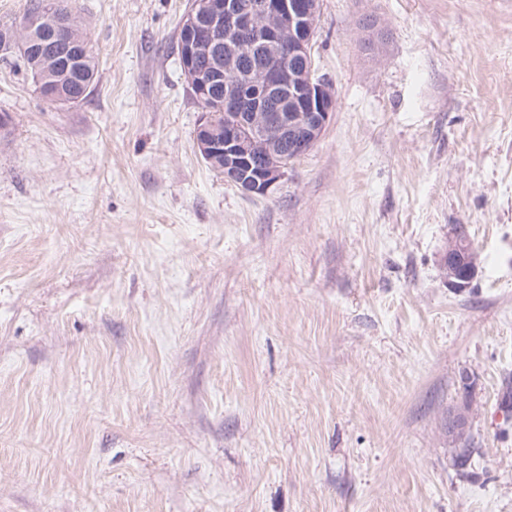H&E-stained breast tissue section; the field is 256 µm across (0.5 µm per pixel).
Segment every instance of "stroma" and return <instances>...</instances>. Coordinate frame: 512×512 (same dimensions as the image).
Segmentation results:
<instances>
[{"instance_id": "stroma-1", "label": "stroma", "mask_w": 512, "mask_h": 512, "mask_svg": "<svg viewBox=\"0 0 512 512\" xmlns=\"http://www.w3.org/2000/svg\"><path fill=\"white\" fill-rule=\"evenodd\" d=\"M68 5L85 101L0 63V512H512V0H322L267 197L197 153L190 0ZM468 255L470 253L462 249L452 237L442 257V270L448 283L457 288L467 286L478 274L479 266L476 259H469Z\"/></svg>"}]
</instances>
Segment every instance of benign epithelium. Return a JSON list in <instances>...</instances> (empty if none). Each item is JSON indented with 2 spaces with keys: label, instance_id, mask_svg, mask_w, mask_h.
I'll use <instances>...</instances> for the list:
<instances>
[{
  "label": "benign epithelium",
  "instance_id": "1",
  "mask_svg": "<svg viewBox=\"0 0 512 512\" xmlns=\"http://www.w3.org/2000/svg\"><path fill=\"white\" fill-rule=\"evenodd\" d=\"M320 12V0H193L181 22L187 40L183 72L197 98L204 100L207 87L224 80V130L213 113L204 112L195 131L199 155L224 160V179L251 196H268L281 180L285 166L274 161L270 150L286 142L294 157L306 154L320 139L336 108L333 84L323 77L300 74L294 60L311 57L312 41ZM67 22L47 14L24 19L0 35L3 44L19 40L41 47L44 74L70 70L80 62L81 42L67 35ZM238 43L250 53L262 42L270 52L268 62L255 68L243 81L235 72L224 77V64L217 53L220 38ZM206 57L203 70L192 58ZM43 98L53 104L71 102L61 85H44ZM279 99V111L264 114L265 104ZM456 240L442 257L448 283L462 288L478 274L476 259L468 258Z\"/></svg>",
  "mask_w": 512,
  "mask_h": 512
}]
</instances>
